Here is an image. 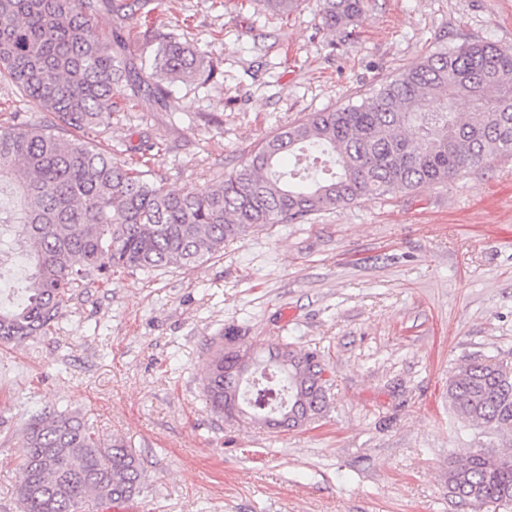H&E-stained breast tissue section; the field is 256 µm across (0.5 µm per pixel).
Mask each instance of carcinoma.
<instances>
[{
	"label": "carcinoma",
	"instance_id": "carcinoma-1",
	"mask_svg": "<svg viewBox=\"0 0 512 512\" xmlns=\"http://www.w3.org/2000/svg\"><path fill=\"white\" fill-rule=\"evenodd\" d=\"M285 15L298 0H263ZM99 0H0V80L54 115L46 126L0 128V229L18 226L28 287L0 300V344L46 332L72 289L115 272L194 266L252 229L301 219L391 190L442 184L512 153V49L467 43L428 55L358 104L286 125L207 191L169 192L79 133L109 124L122 83L163 101L164 83L216 79L219 69L173 31L155 34L148 76L123 62L122 40L94 25ZM365 0H323V24L346 29ZM472 105L462 118L458 101ZM229 327L208 358L203 395L227 418L297 428L326 411L319 353L282 341L238 346ZM251 369L239 377L240 365ZM504 365L470 360L448 381L464 424L512 429ZM16 493L22 512H86L140 493L142 467L120 438H100L76 413H41L22 430ZM448 493L512 502V448L448 460Z\"/></svg>",
	"mask_w": 512,
	"mask_h": 512
}]
</instances>
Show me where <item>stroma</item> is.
<instances>
[{"instance_id":"35a3bbf8","label":"stroma","mask_w":512,"mask_h":512,"mask_svg":"<svg viewBox=\"0 0 512 512\" xmlns=\"http://www.w3.org/2000/svg\"><path fill=\"white\" fill-rule=\"evenodd\" d=\"M321 8L299 0L281 18L262 0H149L122 21L101 8L95 23L120 28L140 72L164 22L223 76L168 84L162 106L117 95L111 125L85 139L121 162L152 144L153 178L205 191L282 126L357 103L434 51L512 48V0H366L350 35L327 30ZM50 119L0 82V127ZM231 325L246 347L320 351L323 417L276 433L212 413L206 359ZM468 358L512 364V154L263 227L193 267L73 289L47 334L0 345V512H19L24 424L63 410L140 459L134 512H512L444 481L449 458L512 446L449 408Z\"/></svg>"}]
</instances>
